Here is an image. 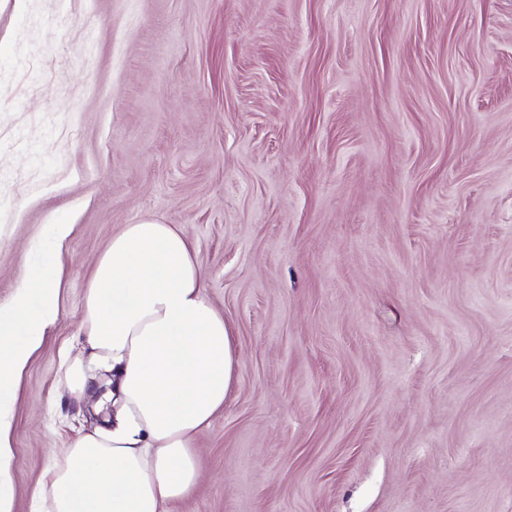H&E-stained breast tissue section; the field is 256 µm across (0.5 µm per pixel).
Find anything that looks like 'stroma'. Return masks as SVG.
<instances>
[{
	"label": "stroma",
	"instance_id": "1",
	"mask_svg": "<svg viewBox=\"0 0 512 512\" xmlns=\"http://www.w3.org/2000/svg\"><path fill=\"white\" fill-rule=\"evenodd\" d=\"M147 218L237 353L168 512H512V0H0V306L62 270L12 512L90 425L60 353Z\"/></svg>",
	"mask_w": 512,
	"mask_h": 512
}]
</instances>
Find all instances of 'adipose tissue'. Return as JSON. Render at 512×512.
Returning a JSON list of instances; mask_svg holds the SVG:
<instances>
[{"instance_id": "1", "label": "adipose tissue", "mask_w": 512, "mask_h": 512, "mask_svg": "<svg viewBox=\"0 0 512 512\" xmlns=\"http://www.w3.org/2000/svg\"><path fill=\"white\" fill-rule=\"evenodd\" d=\"M59 294L50 267L0 307V512H12V397L57 320ZM79 336L85 356L62 360V380L81 403L95 369L111 371L112 425L76 432L38 485L39 510L167 512L197 486L193 446L223 409L237 363L179 226L146 220L113 235L87 276Z\"/></svg>"}]
</instances>
